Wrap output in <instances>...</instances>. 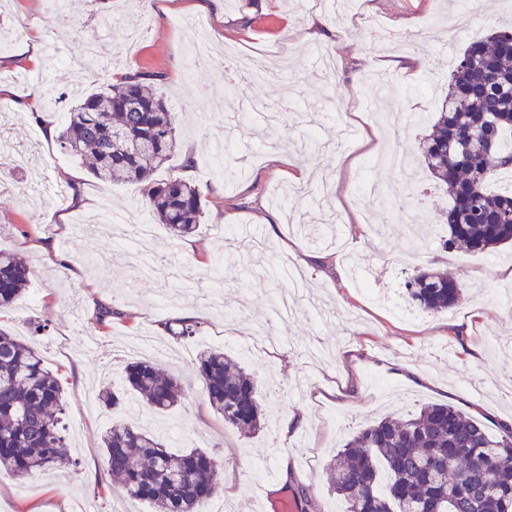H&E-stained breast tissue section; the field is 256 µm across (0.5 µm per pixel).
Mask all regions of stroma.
Wrapping results in <instances>:
<instances>
[{"label": "stroma", "instance_id": "obj_1", "mask_svg": "<svg viewBox=\"0 0 512 512\" xmlns=\"http://www.w3.org/2000/svg\"><path fill=\"white\" fill-rule=\"evenodd\" d=\"M0 24L16 22L37 33L40 42L56 40L62 64L42 66L44 90L54 112L75 105L111 83L115 72L133 67L158 74L154 87L165 97L177 127V149L156 179L188 175L204 200L196 232L172 243L165 225L135 248L143 256L172 253V263L132 283V262L116 259L112 239L97 232L70 235L78 220L114 208L142 209L145 188L102 183L89 162L60 149L45 125L26 121L21 108L36 94L19 64L20 44L0 48V85L8 93L0 111V140L28 151L32 169L46 186L66 183L67 172L81 176L84 206L70 195L24 197L18 189L26 175L0 188V244L27 257L32 274L15 308L0 314V327L28 336L44 365L60 378L64 424L70 454L78 468L33 473L18 481L0 471V512H75L95 501L99 512H154L148 501L127 497L105 473L101 437L114 423H133L160 436L180 425L175 451L204 448L216 457L223 490L203 512L261 508L263 497L287 494L299 512H345L330 489L333 455L381 412L404 417L422 405L446 403L481 419L489 431L512 421V309L503 299L512 290V248L490 253L446 251L440 246L437 217L448 197L425 173L417 188L427 194L431 221L402 219L373 210L361 219L350 203L365 183L387 185L390 172L363 166L365 155L385 146L394 122L391 100L407 80L399 63L421 58L418 85L428 94L407 100L423 119L401 132L398 143L412 148L425 134L438 98L448 90L457 56L479 37L512 24L507 0H352L360 12L382 26L405 34L395 47L384 46L373 27L349 14L320 13L329 41H310L304 28L312 12L307 0H219L196 10L192 0H65L53 9L46 0H7ZM472 14L470 26L453 29L459 7ZM204 32L223 64L197 67L190 44ZM104 42L109 70L86 66L87 38ZM253 48L279 57L282 79L251 81L232 88L226 70L232 52ZM353 121L370 112L381 128H362L353 147L337 146L339 104ZM230 138L232 161L223 175L207 176L203 163L215 139ZM304 168L313 194L328 191L324 209L308 198L277 189L288 186L287 171ZM50 241L55 257L37 245ZM290 257L304 273L308 288L298 299V316L288 322L271 309L275 297L291 289L287 274L269 277L276 256ZM444 272L463 286L452 310L409 317L413 305L404 282L414 266ZM123 311V318L97 326L98 303ZM186 308L204 321L203 332L177 341L161 322ZM48 329L29 336L30 321ZM220 348L251 373L261 387H275L262 428L243 435L213 412L201 391L159 415L125 392L128 363L148 359L172 373H189L199 355ZM124 394L118 409L98 400L103 386ZM303 418L291 437L281 435L288 415Z\"/></svg>", "mask_w": 512, "mask_h": 512}]
</instances>
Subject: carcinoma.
<instances>
[{"mask_svg":"<svg viewBox=\"0 0 512 512\" xmlns=\"http://www.w3.org/2000/svg\"><path fill=\"white\" fill-rule=\"evenodd\" d=\"M150 75L136 72L82 97L57 137L74 156L90 154L102 182L148 183L146 206L176 238L197 230L204 212L199 190L181 176L153 181L177 146L163 97L148 91ZM512 32L472 42L452 67L429 133L414 154L448 193V233L442 247L488 253L512 245V192L489 182L512 170ZM31 274L26 259L0 246V312L23 295ZM405 288L426 313L446 312L463 296L448 276L416 267ZM175 339L196 336L202 322L163 324ZM203 396L224 423L243 433L261 427L262 393L237 362L212 349L195 364ZM129 389L166 413L192 387L147 361L126 369ZM65 403L59 380L22 338L0 327V470L23 479L36 470L75 467L67 456ZM107 473L126 493L150 501L155 512H202L223 487L215 458L194 448L176 453L139 426L112 425L103 435ZM331 489L346 512H512V427L491 435L476 418L449 404H427L404 418L384 417L361 429L331 467Z\"/></svg>","mask_w":512,"mask_h":512,"instance_id":"carcinoma-1","label":"carcinoma"}]
</instances>
